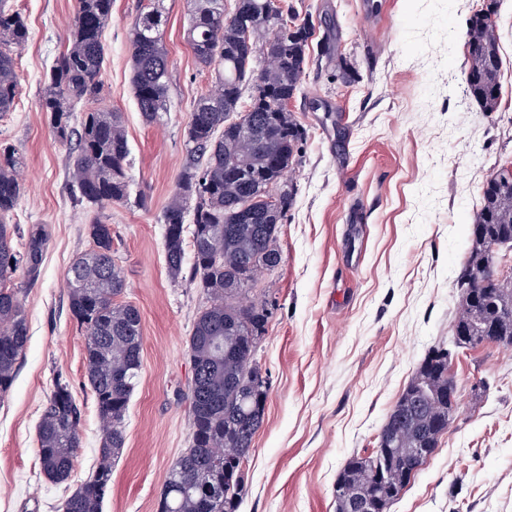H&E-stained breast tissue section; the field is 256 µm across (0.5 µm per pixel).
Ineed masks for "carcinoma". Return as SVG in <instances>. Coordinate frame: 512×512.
<instances>
[{"instance_id": "carcinoma-1", "label": "carcinoma", "mask_w": 512, "mask_h": 512, "mask_svg": "<svg viewBox=\"0 0 512 512\" xmlns=\"http://www.w3.org/2000/svg\"><path fill=\"white\" fill-rule=\"evenodd\" d=\"M187 41L197 62L211 70L221 98L203 94L195 100L185 131V162L176 192L163 213L167 226L164 249L169 272L177 277L185 261L184 237L176 227L191 217L195 236L190 282L209 298L194 322L188 342L193 378L187 394L191 420L190 448L175 461L165 480L157 512H239L245 491V467L255 435L265 417L268 377L256 361L271 309L246 300L258 276L281 263L276 245L279 224L291 207L292 185L282 183L295 160L304 131L279 100L301 92L309 64V40L315 24L298 20L294 6L280 3L274 14L262 15L264 0H237L239 12L259 22L261 44L246 53L239 48L245 34L238 19L224 17V0H191ZM497 0L469 19L467 71L477 68L482 80L466 85L485 112L500 104V57L495 15ZM112 21V0H77L64 50L54 60L39 102L50 115L54 136L75 141L71 155L73 186L79 199L93 208L127 198L128 141L121 113L89 108L81 130L71 125L80 101L98 98L102 91L103 32ZM166 23L161 0H140L129 23L131 82L143 117L157 120L165 111L169 91V60L163 44ZM294 35L282 39V27ZM30 32L25 17L0 0V114L13 110L18 93L13 49L23 46ZM272 86V96L250 99L240 109L247 86L257 78ZM247 116L255 126L251 137L234 130ZM23 161L10 145H0V218L19 200ZM279 182L278 207L264 216L268 202L256 187ZM474 223L490 242L502 247L512 238V187L505 182L484 183ZM93 248L75 259L65 277L71 317L87 333L85 380L95 396L102 433L98 464L90 476L65 499L63 512H102L112 485V460L125 448V416L142 368L141 316L136 306L118 303L126 288L112 257V229L98 218L89 222ZM48 241L43 226L33 227L21 254L14 252L7 225L0 224V396L15 379L28 342L26 314L18 291L10 287L17 267L29 282L40 278ZM496 257L472 247L456 280L460 291L472 290L484 304L467 317L499 324L512 336V283L496 277ZM441 347L428 350L421 366L430 374L426 385L411 379L403 393H413L417 405L396 401L368 457L354 454L344 463L338 480L356 491L381 472L387 481L373 487L380 510L387 512L409 486L418 465L416 449L432 456L445 429L434 426L448 413L447 359ZM82 414L70 385L56 380L38 426L41 473L52 483H68L80 447ZM212 448H234L232 457L215 456Z\"/></svg>"}]
</instances>
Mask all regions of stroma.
I'll return each instance as SVG.
<instances>
[{"mask_svg": "<svg viewBox=\"0 0 512 512\" xmlns=\"http://www.w3.org/2000/svg\"><path fill=\"white\" fill-rule=\"evenodd\" d=\"M138 0H113L103 34L99 107L124 115L129 195L100 209L140 311L142 371L112 464L103 512H157L167 474L190 444L188 339L207 299L172 276L163 211L185 157L194 100L214 86L186 41L191 0H163L167 110L146 122L130 82L128 24ZM312 16L303 93L289 104L305 130L286 181L296 188L277 244L280 266L258 288L272 317L256 359L269 377L264 423L246 463L240 512H336L345 460L371 454L391 408L429 348L451 346L481 188L512 172V0L497 15L501 104L483 111L465 92V40L487 0H292ZM31 36L15 49L18 95L0 117V143L25 160L23 191L6 219L14 247L44 225L35 283L19 288L28 343L0 396V512H62L64 486L40 471L37 428L56 379L82 410L71 482L96 464L101 418L84 378L87 336L72 319L66 272L91 241L71 150L39 101L76 0H7ZM458 408L432 458L390 512H512V347L456 349Z\"/></svg>", "mask_w": 512, "mask_h": 512, "instance_id": "35a3bbf8", "label": "stroma"}]
</instances>
